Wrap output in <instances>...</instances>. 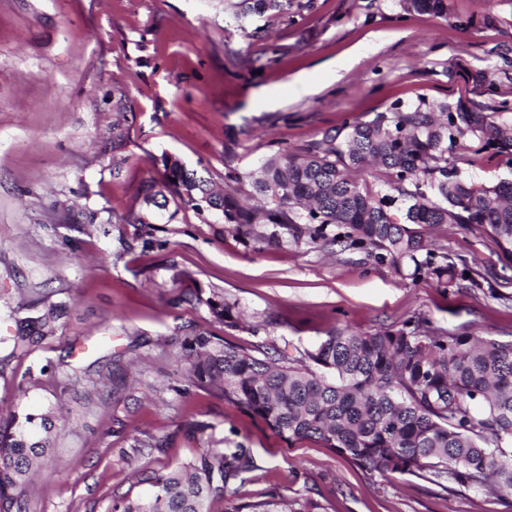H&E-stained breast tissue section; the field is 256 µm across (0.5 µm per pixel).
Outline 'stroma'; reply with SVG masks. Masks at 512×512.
<instances>
[{
    "label": "stroma",
    "instance_id": "stroma-1",
    "mask_svg": "<svg viewBox=\"0 0 512 512\" xmlns=\"http://www.w3.org/2000/svg\"><path fill=\"white\" fill-rule=\"evenodd\" d=\"M488 72L490 84L468 77ZM127 95L117 117L113 93ZM512 100V0H448L447 15L399 0H312L291 17L236 22L223 0H0V332L29 303L65 301L57 338L13 360L0 380V415L21 407L70 424L56 439L30 512H108L113 496L149 491L131 477L134 439L168 435L158 471L206 448H250L257 464L242 500L309 496L326 512H512L495 495L446 494L414 476H370L314 440L286 444L257 417L193 386L173 343L197 324L233 345L272 344L295 356L328 332L429 328L512 341V261L487 228L422 227L433 263L452 261L457 285L428 271L400 274L362 248L248 244L213 213L150 208L163 248L142 255L137 229L114 217L140 206L139 184L160 179L168 153L224 189L281 149L297 150L344 121L367 120L395 100ZM129 130L128 161L112 173V124ZM453 156L490 186L512 176L500 158ZM222 291L248 322L229 328L206 309L171 307L173 269ZM113 354L134 382L111 394L89 365ZM87 367L90 404L45 364ZM25 392H18V385Z\"/></svg>",
    "mask_w": 512,
    "mask_h": 512
}]
</instances>
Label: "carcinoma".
I'll return each instance as SVG.
<instances>
[{
  "instance_id": "cac0c4a2",
  "label": "carcinoma",
  "mask_w": 512,
  "mask_h": 512,
  "mask_svg": "<svg viewBox=\"0 0 512 512\" xmlns=\"http://www.w3.org/2000/svg\"><path fill=\"white\" fill-rule=\"evenodd\" d=\"M408 11L448 14L447 0H400ZM235 18L288 15L305 5L294 0H224ZM467 137L480 153L505 156L512 164V124L498 125L483 109L463 99L435 103L425 97L401 101L369 120L355 119L327 130L297 151L286 148L267 158L254 191L264 204L250 207L231 186L218 192L211 182L176 156L164 154L162 179L144 181L138 197L146 206L192 209L221 216L248 241L267 244H344L389 258L396 271L414 276L429 259L422 234L409 228L440 224H479L489 228L512 261V179L476 185L448 162L459 139ZM127 133L112 126V173L127 157ZM374 159L385 169L391 193H373L352 180L351 172ZM346 229L328 235V227ZM438 283H456L452 262L433 268ZM169 299L173 307H203L212 320L237 328L236 304L224 294L205 291L185 271ZM16 321L17 331L0 336V380L12 359L55 339V321L67 303ZM315 365L296 366L284 354L233 346L190 324L177 340L175 361L198 387L260 417L281 439L321 442L359 470L382 478L410 474L446 493L478 489L512 497V342L479 336H448L429 330L360 333L331 331L305 352ZM102 378L112 396L128 387L119 361ZM53 422L47 415L12 412L0 424V512H28L29 476L50 451ZM168 437L133 439L127 463L163 454ZM254 468L242 446L210 448L193 460L144 481L145 498L113 497L110 512H208L222 499L224 512H323L311 497L243 502L230 482Z\"/></svg>"
}]
</instances>
